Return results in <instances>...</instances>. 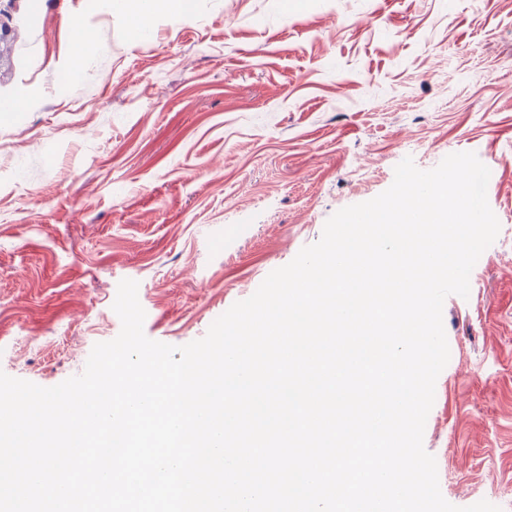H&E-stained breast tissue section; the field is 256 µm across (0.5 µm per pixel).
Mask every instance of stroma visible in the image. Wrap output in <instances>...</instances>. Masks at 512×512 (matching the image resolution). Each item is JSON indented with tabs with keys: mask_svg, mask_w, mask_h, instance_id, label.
<instances>
[{
	"mask_svg": "<svg viewBox=\"0 0 512 512\" xmlns=\"http://www.w3.org/2000/svg\"><path fill=\"white\" fill-rule=\"evenodd\" d=\"M0 26L1 372L80 374L124 279L148 338L201 339L404 158L472 152L500 231L444 302L423 445L449 503L512 512V0H194L140 38L112 0H0Z\"/></svg>",
	"mask_w": 512,
	"mask_h": 512,
	"instance_id": "obj_1",
	"label": "stroma"
}]
</instances>
